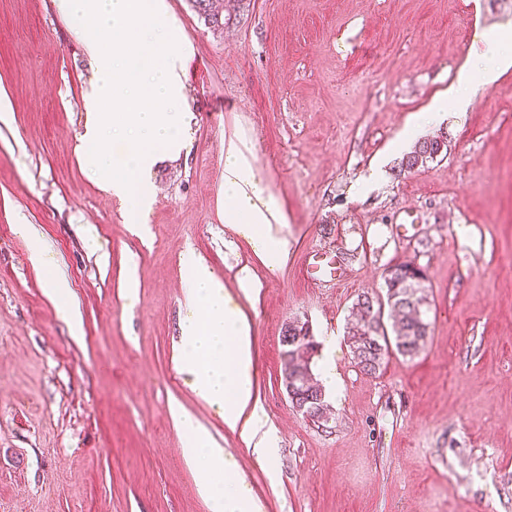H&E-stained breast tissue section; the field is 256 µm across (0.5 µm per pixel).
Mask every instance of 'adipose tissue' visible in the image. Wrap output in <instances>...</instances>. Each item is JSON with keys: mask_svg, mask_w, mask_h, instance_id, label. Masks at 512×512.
<instances>
[{"mask_svg": "<svg viewBox=\"0 0 512 512\" xmlns=\"http://www.w3.org/2000/svg\"><path fill=\"white\" fill-rule=\"evenodd\" d=\"M505 38L502 32L491 37L487 45L491 60L485 66L465 62L464 79L470 89L495 82L512 67V56L500 50ZM224 221L247 227L261 245L263 262L276 264L286 255L287 239L273 230L285 223L286 216L254 166L249 146L236 132L224 137ZM184 267L187 313L181 322L177 368L189 377L196 395L218 410L228 428L247 441L260 438L259 455L270 457L275 452L274 431L254 394L250 326L231 304L222 279L208 266L189 257ZM169 412L184 436L186 459L201 475L200 492L212 512H260L237 477L235 461L212 446L198 420L175 404Z\"/></svg>", "mask_w": 512, "mask_h": 512, "instance_id": "1", "label": "adipose tissue"}]
</instances>
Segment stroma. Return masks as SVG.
Wrapping results in <instances>:
<instances>
[{
    "label": "stroma",
    "mask_w": 512,
    "mask_h": 512,
    "mask_svg": "<svg viewBox=\"0 0 512 512\" xmlns=\"http://www.w3.org/2000/svg\"><path fill=\"white\" fill-rule=\"evenodd\" d=\"M167 3L191 45L193 121L138 224L78 151L94 80L82 25L59 0H0V512H211L173 402L236 460L263 512H512V69L464 116L424 128L446 140L437 158L407 172L394 148L459 85L467 55L512 29V0H226L221 31L192 0ZM233 130L287 217L275 267L224 221ZM375 165L383 176L365 185ZM314 248L347 280L314 284ZM189 250L250 324L272 459L176 369ZM406 261L427 274L431 336L364 374L347 318ZM53 273L66 301L47 294ZM296 318L336 350L323 425L283 385L281 330Z\"/></svg>",
    "instance_id": "1"
}]
</instances>
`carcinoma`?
<instances>
[{"label": "carcinoma", "mask_w": 512, "mask_h": 512, "mask_svg": "<svg viewBox=\"0 0 512 512\" xmlns=\"http://www.w3.org/2000/svg\"><path fill=\"white\" fill-rule=\"evenodd\" d=\"M192 2L205 24L222 29L230 22L224 16V7L218 5L216 0ZM444 147L445 141L440 136L417 141L413 150L403 159L402 169H415L436 158ZM425 278L424 270L415 263H397L386 270V300L368 293L357 298L346 325V337L356 364L365 374L376 373L393 349L410 358L424 350L430 335V302L425 294ZM386 305L390 308L392 318L389 328L384 322ZM299 334L305 336L301 340L304 350L297 355H289L287 350H282V368L288 369V379L293 381V406L320 420L329 415V405L322 387L311 383V365L318 343L309 336V329L303 324L290 322L282 332L284 336Z\"/></svg>", "instance_id": "cac0c4a2"}]
</instances>
